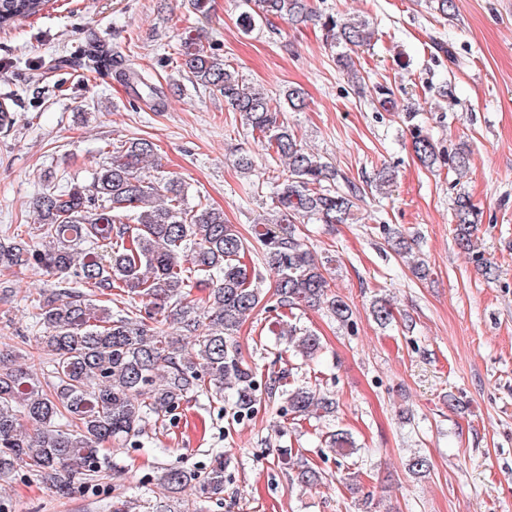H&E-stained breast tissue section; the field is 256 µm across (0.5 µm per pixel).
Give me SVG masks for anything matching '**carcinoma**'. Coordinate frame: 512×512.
<instances>
[{
	"label": "carcinoma",
	"mask_w": 512,
	"mask_h": 512,
	"mask_svg": "<svg viewBox=\"0 0 512 512\" xmlns=\"http://www.w3.org/2000/svg\"><path fill=\"white\" fill-rule=\"evenodd\" d=\"M48 0H0V30L43 11ZM257 9L240 15L251 31L279 18L291 25L314 22L323 39L336 50V62L355 88L361 84L351 53L370 45L375 31L359 17L319 13L311 0H256ZM205 36L186 32L176 46L180 68L188 80L224 97L243 124L288 161V176L275 196V218L255 230L275 277L277 304L289 310L325 307L339 322L350 325L351 309L332 292L323 265L296 235L298 221L347 224L354 219L358 188L332 186L337 171L308 152L293 129L281 119L285 109L305 106V93L289 87L282 97L246 85L224 63ZM89 72L114 66L112 55L85 53ZM119 81L135 86L156 110L164 91L138 74L119 67ZM412 148L432 168L442 155L432 139L415 128ZM156 144L129 139L111 151L87 187L53 189L36 202L39 224L34 245L21 234L0 241V267H36L56 278L57 288L34 305L41 328L39 350L46 380L33 366L0 356V480L19 469L65 496L76 483L99 480L101 445L110 440L136 442L145 424L179 409L193 397L225 401L232 416L251 415L258 392L279 397L297 417L320 419L336 412V399L307 386L291 387L285 375L265 383L239 357L234 333L260 305L264 296L253 285L243 258L249 245L224 221V211L190 206L188 189L176 176L145 172ZM448 168L461 175L469 169V151L448 154ZM457 245L474 251L473 232L479 212L466 194L454 201ZM79 279L80 291L67 287ZM206 291L193 296L192 290ZM140 298L132 310L112 312V291ZM371 315L386 326L393 320L389 304L376 300ZM208 320L201 332V319ZM180 325L188 342L168 333ZM296 354L310 359L321 348L312 332L288 330ZM329 449L339 456L354 453L350 434L339 429L329 436ZM161 479L171 490L192 484L201 497L221 500L224 493V451L212 453V465L189 470L179 464L164 469ZM292 479L305 486L320 481L319 472L300 461Z\"/></svg>",
	"instance_id": "1"
}]
</instances>
